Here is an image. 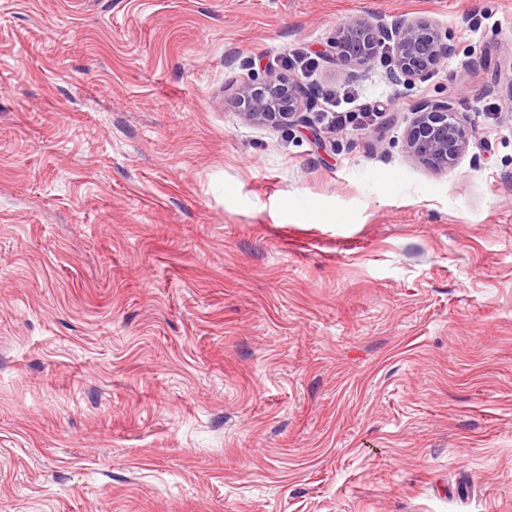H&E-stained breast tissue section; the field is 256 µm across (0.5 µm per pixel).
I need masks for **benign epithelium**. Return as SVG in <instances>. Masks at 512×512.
<instances>
[{"label": "benign epithelium", "instance_id": "benign-epithelium-1", "mask_svg": "<svg viewBox=\"0 0 512 512\" xmlns=\"http://www.w3.org/2000/svg\"><path fill=\"white\" fill-rule=\"evenodd\" d=\"M335 65L351 68L370 63L382 47L392 51V78L410 82L438 68L454 52L437 27L424 18L391 24L372 16H355L336 29ZM231 103L246 118L274 125H305L315 98L296 78L274 70L236 87ZM477 131L446 99H423L415 108L406 146L428 167L446 171L467 150Z\"/></svg>", "mask_w": 512, "mask_h": 512}]
</instances>
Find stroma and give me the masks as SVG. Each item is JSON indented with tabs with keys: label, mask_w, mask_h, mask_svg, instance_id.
I'll use <instances>...</instances> for the list:
<instances>
[{
	"label": "stroma",
	"mask_w": 512,
	"mask_h": 512,
	"mask_svg": "<svg viewBox=\"0 0 512 512\" xmlns=\"http://www.w3.org/2000/svg\"><path fill=\"white\" fill-rule=\"evenodd\" d=\"M359 15L455 51L328 63ZM299 55L376 125L231 106ZM511 90L512 0H0V512H512ZM410 125L406 146L428 167L445 171L453 167L467 150L477 131L448 99L421 100Z\"/></svg>",
	"instance_id": "stroma-1"
}]
</instances>
